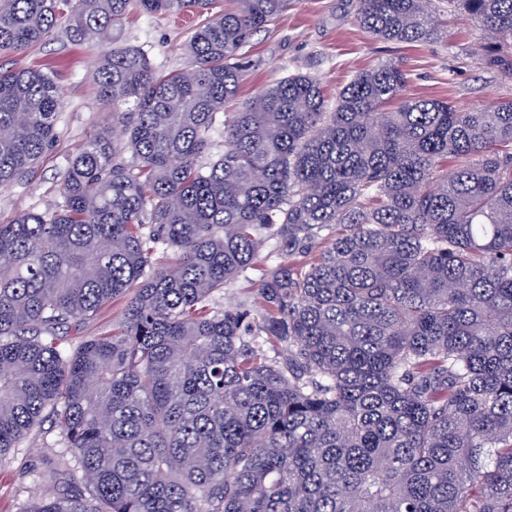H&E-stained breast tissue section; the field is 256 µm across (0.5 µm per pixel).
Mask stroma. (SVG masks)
I'll return each mask as SVG.
<instances>
[{"instance_id":"stroma-1","label":"stroma","mask_w":512,"mask_h":512,"mask_svg":"<svg viewBox=\"0 0 512 512\" xmlns=\"http://www.w3.org/2000/svg\"><path fill=\"white\" fill-rule=\"evenodd\" d=\"M446 35L436 42L394 44L373 38L351 22V0H294L247 48L250 69L239 97L248 100L294 73L317 76L328 101L358 72L393 59L410 75L413 96L452 102L471 109L512 98V82L502 80L473 56L478 32L470 17L449 10L446 0H432ZM200 14H145L131 9L117 41L143 49L155 71L167 74L189 65L184 50ZM95 53L57 34L24 51L0 58V67L39 68L49 72L64 97L56 121V138L38 166L0 186V224L23 212L43 210L59 196L60 175L69 159L103 125L110 114L92 78ZM58 428L43 425L0 468V512H24L35 498L57 492V485L36 477L54 454Z\"/></svg>"}]
</instances>
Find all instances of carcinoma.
Returning <instances> with one entry per match:
<instances>
[{
    "instance_id": "obj_1",
    "label": "carcinoma",
    "mask_w": 512,
    "mask_h": 512,
    "mask_svg": "<svg viewBox=\"0 0 512 512\" xmlns=\"http://www.w3.org/2000/svg\"><path fill=\"white\" fill-rule=\"evenodd\" d=\"M231 2L159 75L112 36L131 0H0V55L58 30L94 45L111 109L61 201L0 224V468L49 420L62 490L26 512H512V99L461 112L386 61L330 106L290 75L224 116L204 163L245 48L293 0ZM352 3L379 40L442 37L430 0ZM448 7L512 79V0ZM62 106L53 76L0 69V185ZM259 262L257 316L209 306ZM117 299L112 332L61 343Z\"/></svg>"
}]
</instances>
